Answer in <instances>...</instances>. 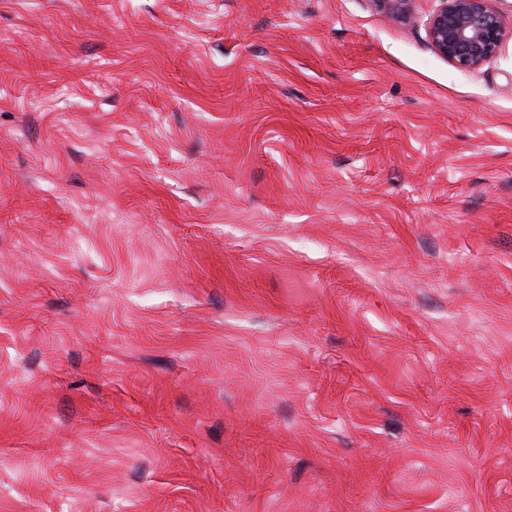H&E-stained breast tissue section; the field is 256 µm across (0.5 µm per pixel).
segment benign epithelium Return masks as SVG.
Listing matches in <instances>:
<instances>
[{
  "label": "benign epithelium",
  "mask_w": 512,
  "mask_h": 512,
  "mask_svg": "<svg viewBox=\"0 0 512 512\" xmlns=\"http://www.w3.org/2000/svg\"><path fill=\"white\" fill-rule=\"evenodd\" d=\"M368 2L392 23L423 26L431 48L463 73L493 59L512 40L494 0H437L425 17L417 10L418 0Z\"/></svg>",
  "instance_id": "7a95c632"
}]
</instances>
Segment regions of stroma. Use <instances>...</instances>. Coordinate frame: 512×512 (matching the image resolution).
Returning <instances> with one entry per match:
<instances>
[{
	"label": "stroma",
	"mask_w": 512,
	"mask_h": 512,
	"mask_svg": "<svg viewBox=\"0 0 512 512\" xmlns=\"http://www.w3.org/2000/svg\"><path fill=\"white\" fill-rule=\"evenodd\" d=\"M0 512H512V42L0 0Z\"/></svg>",
	"instance_id": "stroma-1"
}]
</instances>
